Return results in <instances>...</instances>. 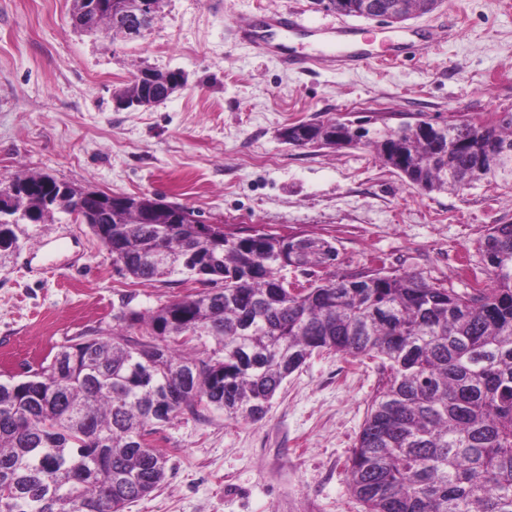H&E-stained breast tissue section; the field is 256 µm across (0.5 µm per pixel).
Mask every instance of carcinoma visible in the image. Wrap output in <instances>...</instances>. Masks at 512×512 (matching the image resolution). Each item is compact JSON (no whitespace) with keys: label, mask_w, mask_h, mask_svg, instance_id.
<instances>
[{"label":"carcinoma","mask_w":512,"mask_h":512,"mask_svg":"<svg viewBox=\"0 0 512 512\" xmlns=\"http://www.w3.org/2000/svg\"><path fill=\"white\" fill-rule=\"evenodd\" d=\"M89 30L116 21L111 6ZM408 17L438 0H370ZM425 191L512 183V112L487 126L434 122L370 129L338 120L290 126L294 147H326L327 129ZM43 175L15 174L16 206L34 223L72 214L45 203ZM91 229L120 269L141 281L190 277L203 288L144 315L115 316L57 347L28 379L0 382V512H125L166 477L151 437L172 418L222 410L263 420L283 381L316 351L380 360L381 379L347 463L367 512H512V224H494L478 250L490 284L459 293L416 273L381 270L306 286L288 267L332 264L309 237L298 251L275 234L237 236L222 224H150L125 207ZM166 259L159 261L156 256Z\"/></svg>","instance_id":"cac0c4a2"}]
</instances>
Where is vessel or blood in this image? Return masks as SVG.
I'll return each instance as SVG.
<instances>
[{"instance_id": "1", "label": "vessel or blood", "mask_w": 512, "mask_h": 512, "mask_svg": "<svg viewBox=\"0 0 512 512\" xmlns=\"http://www.w3.org/2000/svg\"><path fill=\"white\" fill-rule=\"evenodd\" d=\"M301 25L302 21L298 14L285 10L257 15L245 24L244 29L256 46L274 50L278 61L284 67L309 69L315 65V58L291 52L282 42L283 37Z\"/></svg>"}]
</instances>
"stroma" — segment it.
Listing matches in <instances>:
<instances>
[{"label":"stroma","instance_id":"stroma-1","mask_svg":"<svg viewBox=\"0 0 512 512\" xmlns=\"http://www.w3.org/2000/svg\"><path fill=\"white\" fill-rule=\"evenodd\" d=\"M73 0H0V177L41 173L86 191L162 197L240 236L264 229L318 235L337 249L314 280L369 270L418 273L459 292L456 266L484 265L478 239L512 222V184L459 192L408 185L366 147L297 148L286 126L316 120L397 126L512 112V0H442L392 24L343 17L311 0H162L142 37L75 28ZM301 13L289 48L319 57L308 72L279 65L240 28L261 12ZM353 27L386 57L340 69L330 25ZM182 72L187 83L151 108L122 109L115 94L140 69ZM0 250V380L23 379L52 349L120 311H148L194 282L125 275L88 225L65 214L22 224ZM378 361L312 355L283 382L261 422L223 412L184 414L154 437L165 480L125 512H364L345 468Z\"/></svg>","mask_w":512,"mask_h":512}]
</instances>
